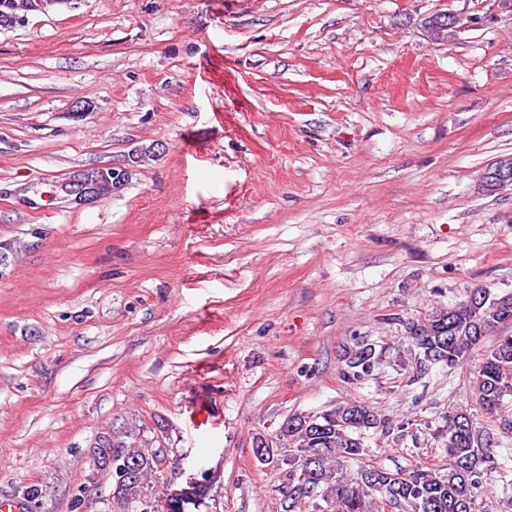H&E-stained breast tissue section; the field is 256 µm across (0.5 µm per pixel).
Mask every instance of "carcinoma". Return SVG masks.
Segmentation results:
<instances>
[{"mask_svg": "<svg viewBox=\"0 0 512 512\" xmlns=\"http://www.w3.org/2000/svg\"><path fill=\"white\" fill-rule=\"evenodd\" d=\"M464 25V18L443 14L432 20V30L440 38ZM469 293L480 297L476 303L465 298L440 309L422 320L411 321L409 338L418 357L416 372L441 363L454 367L470 358L474 348L488 336L496 342L483 351L472 379L479 408L494 416L504 397L512 395V336L500 335L512 325V295L495 296L478 286ZM379 363L375 345L358 341L345 351L342 376L361 381L372 375ZM392 421L375 408L347 403L319 416H296L286 422L280 437L288 448L285 512H296L303 504L313 512H384L385 507L404 512H478V497L490 484L500 466L490 436L476 426L473 415L464 410L448 411L443 430L446 471L420 466L412 471L380 469L382 481L369 485L361 467L347 477L341 461L364 453L366 432L390 435ZM136 463L135 476L112 468V502L116 512H136L138 504L154 498L151 512H164V489L158 485V472L164 455L154 448H139L124 442H111Z\"/></svg>", "mask_w": 512, "mask_h": 512, "instance_id": "obj_1", "label": "carcinoma"}]
</instances>
